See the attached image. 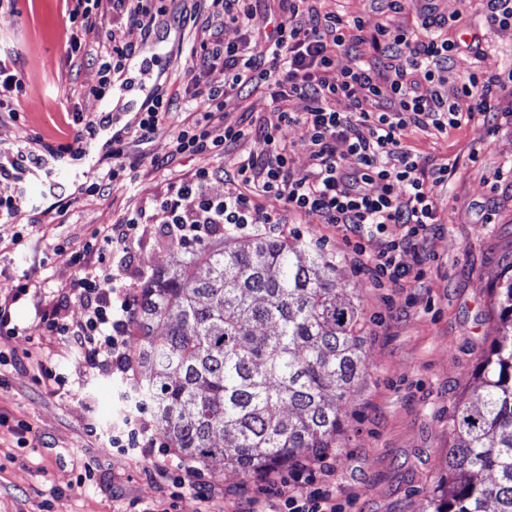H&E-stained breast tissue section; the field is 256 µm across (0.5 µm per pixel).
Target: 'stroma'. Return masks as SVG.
Returning a JSON list of instances; mask_svg holds the SVG:
<instances>
[{"instance_id": "obj_1", "label": "stroma", "mask_w": 512, "mask_h": 512, "mask_svg": "<svg viewBox=\"0 0 512 512\" xmlns=\"http://www.w3.org/2000/svg\"><path fill=\"white\" fill-rule=\"evenodd\" d=\"M438 14L461 16L452 68L458 75L479 70L495 74L512 67V26L488 25L482 0H434ZM424 0H409L396 14L382 0H322L321 8L362 16L367 25L410 26ZM70 0H0V47L13 50L23 73L20 120L0 117V152L23 142L54 145L70 141L75 112L88 117L104 111L90 94L98 83L95 65L72 53ZM407 145L435 162H453L455 172L436 187L442 230L430 246L434 254L422 280L401 288H378L357 268L343 233L310 215L289 225L299 239L318 243L336 260V277L363 305L368 323L366 372L343 411L348 425L336 447L328 449L318 482L336 487L341 512H428L429 494L445 475L451 444L449 422L461 400H475L476 373L496 339L499 326L493 290L512 270V182L501 170L512 164V124L505 120L469 125L440 135L414 130ZM478 161H470L472 149ZM132 154H147L139 168L142 202L161 195L167 173L150 158H163L169 139L131 142ZM103 153L92 141L86 154L65 156L51 169L21 173L15 190L26 201L16 220L0 222V298L11 295L18 280H41L38 296H27L12 308L18 335H0V414L27 421L34 448L18 447L14 435L0 426V512H127L130 503L162 512L168 491L148 481L145 459L88 435V423L111 429L118 416L133 409L124 379L110 372L83 377L60 336L39 329L38 310L54 289L69 282L74 269L66 242L84 243L93 229L117 223L125 199L114 192L81 197L65 223H36L49 207L50 184L67 191L90 180ZM187 256L177 239L161 236L148 223L137 247L131 273L150 278L175 267ZM30 350V359L12 354ZM52 359L72 383L62 395L35 381L37 364ZM95 470V482L78 491L72 483L84 466ZM199 482L214 493L210 505L187 494L178 512H247L262 496L267 512H282L296 488L278 482L261 494L260 476L243 479L217 463L197 467Z\"/></svg>"}]
</instances>
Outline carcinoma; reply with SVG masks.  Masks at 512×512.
Listing matches in <instances>:
<instances>
[{"label":"carcinoma","instance_id":"obj_1","mask_svg":"<svg viewBox=\"0 0 512 512\" xmlns=\"http://www.w3.org/2000/svg\"><path fill=\"white\" fill-rule=\"evenodd\" d=\"M477 400L457 407L448 479L428 512H512V282ZM135 388L174 452L244 477L336 447L367 320L311 245L208 237L140 289Z\"/></svg>","mask_w":512,"mask_h":512}]
</instances>
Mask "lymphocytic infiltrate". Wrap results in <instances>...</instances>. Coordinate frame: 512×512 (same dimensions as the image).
I'll use <instances>...</instances> for the list:
<instances>
[{
  "label": "lymphocytic infiltrate",
  "mask_w": 512,
  "mask_h": 512,
  "mask_svg": "<svg viewBox=\"0 0 512 512\" xmlns=\"http://www.w3.org/2000/svg\"><path fill=\"white\" fill-rule=\"evenodd\" d=\"M107 1L113 25L138 38L97 51L95 96H103L171 21L192 24L199 49L191 54L184 89L161 81L135 120L113 131L94 180L79 194L101 195L117 186L136 189L138 164L129 150L133 139L148 142L168 134L172 161L223 154L254 139L264 144L261 152L239 155L233 168L201 167L170 178L155 209L163 233L184 243L201 241L213 224L227 233L251 224L280 230L290 220L316 214L341 228L376 285L400 287L421 280L432 257L427 245L440 226L433 188L447 183L452 168L413 153L404 144L406 136L413 129L444 135L478 117L512 116L506 102L512 69L452 80L450 63L459 44L431 6L419 11L415 28L380 25L370 30L361 17L321 11L318 0H276L265 11L257 0ZM228 26L240 31L238 42H225ZM260 42L267 44V52H256ZM365 42L375 51L368 61L357 56ZM340 53L352 56L351 66L337 68ZM218 66L224 70L220 85L206 79ZM255 93L268 100L270 118L259 126L244 114L230 119L227 101ZM341 101L346 111L337 110ZM73 121L77 130L71 142L41 150L26 146L0 161V221L15 220L21 210L20 197L11 190L19 172L40 167L50 157L82 153L110 118L77 113ZM291 125L307 130L312 167L303 174L294 170L292 148L282 134ZM348 156L354 157V166L345 165ZM216 182L223 183V193L212 192ZM145 217L141 205L127 206L118 223L97 228L89 241L73 249V279L39 310L40 326L64 337L86 376L131 370L127 330L135 320L138 294L126 270ZM367 239L378 242L370 256L364 253ZM408 254L413 264L405 263ZM74 303L84 310L76 323L65 316ZM112 445L149 459V477L168 487L165 512H177L187 493L211 501L210 489L193 481L192 467L153 460L156 441L144 414L130 416ZM324 461L317 455L288 465L301 489L286 500V512H340L335 491L316 484Z\"/></svg>",
  "instance_id": "obj_1"
}]
</instances>
